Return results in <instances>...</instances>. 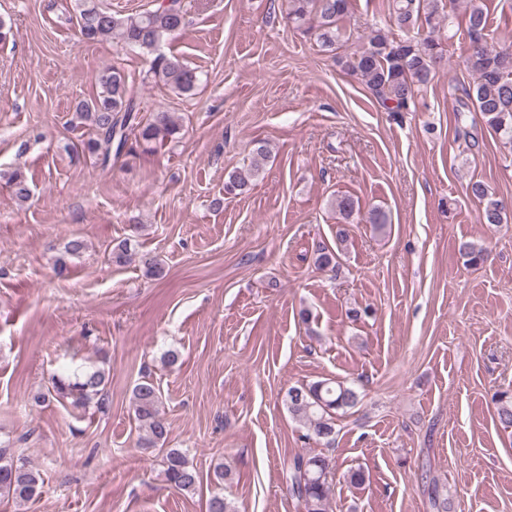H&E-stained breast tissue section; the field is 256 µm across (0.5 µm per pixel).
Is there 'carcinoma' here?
Masks as SVG:
<instances>
[{
    "label": "carcinoma",
    "mask_w": 512,
    "mask_h": 512,
    "mask_svg": "<svg viewBox=\"0 0 512 512\" xmlns=\"http://www.w3.org/2000/svg\"><path fill=\"white\" fill-rule=\"evenodd\" d=\"M457 0H391L393 25L374 23L362 37L361 45L342 60L343 68L358 77L370 94L388 112H408L418 91L427 85L436 69L447 63L445 44L432 32L453 27V11ZM288 19L306 34L316 36L324 51L334 52L344 42L341 23L349 12L350 0H288ZM466 66L474 76L472 88L458 99L459 111L469 107L481 114L484 122L512 148V45H494L488 41L489 18L481 0H465ZM186 10L182 0H159L152 10L124 15L103 7L98 0H76L75 22L80 36L97 42L112 36L127 45L153 55L146 79L162 84L178 95L195 94L199 78L178 57L158 52V46L185 26ZM427 26L431 33L412 36L410 31ZM400 34H395V31ZM139 106L132 92L131 75L117 65L104 70L98 78V90L88 99L78 101L71 124L87 130L78 145L84 155L94 158L102 167L112 165L137 149L147 151L156 142L171 141L180 133V125L169 112H154L147 119L139 116ZM271 158L264 141L254 142L252 160L245 168L235 169L224 180V194L246 193ZM13 196L26 202L32 195L25 172L16 169L8 176ZM470 197L483 205L481 223H503V205L489 193L481 180L467 186ZM336 212L348 220L361 211L359 199L338 196ZM458 252L471 265L487 260L488 250L472 241L458 244ZM112 263L122 265L131 259V239L112 248ZM145 275L158 278L164 269L158 259L148 253L140 256ZM315 265L335 270L338 255L326 244L315 250ZM110 373L92 366L81 372L55 374L47 392L36 397L39 402L55 400L86 405L92 401L105 407L104 390ZM358 393L340 381H318L288 390V411L308 431V435L330 444L335 434L336 413L354 407ZM499 423L512 428V391L493 395ZM162 396L155 384L145 379L135 385L132 404L135 419L142 431V448H162L163 475L167 486L177 493H192L199 484V473L191 466L183 451L168 448L169 430L160 417ZM333 458L318 452L298 454L288 460L283 471L288 495L303 512H331V485L335 478ZM43 479L26 459L0 448V494L20 502H33L42 494Z\"/></svg>",
    "instance_id": "obj_1"
}]
</instances>
